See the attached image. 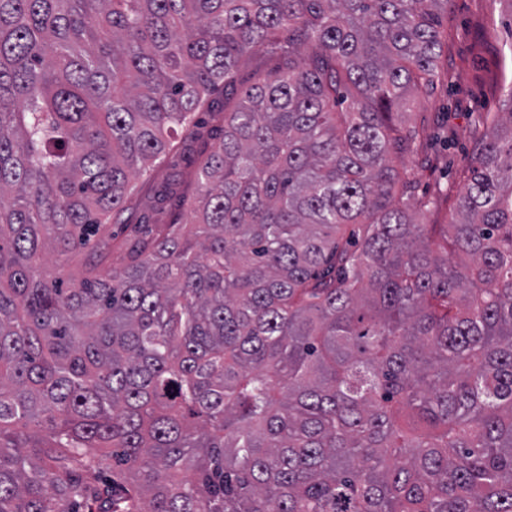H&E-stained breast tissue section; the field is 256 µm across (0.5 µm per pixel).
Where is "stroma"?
I'll return each instance as SVG.
<instances>
[{
  "instance_id": "1",
  "label": "stroma",
  "mask_w": 512,
  "mask_h": 512,
  "mask_svg": "<svg viewBox=\"0 0 512 512\" xmlns=\"http://www.w3.org/2000/svg\"><path fill=\"white\" fill-rule=\"evenodd\" d=\"M438 20L445 35L439 79L429 93L414 96L409 110L426 135L400 164L413 173L418 195L447 191V203L427 215L428 223L447 224L455 218L463 173L476 150L478 117L512 106V0H450ZM209 101L212 110L201 115L205 128L195 150L173 148L163 163L132 181L120 237L129 236L134 224L168 223L196 200L194 173L224 137L215 118L224 109L223 89Z\"/></svg>"
}]
</instances>
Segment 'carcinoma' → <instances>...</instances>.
I'll list each match as a JSON object with an SVG mask.
<instances>
[{"label": "carcinoma", "mask_w": 512, "mask_h": 512, "mask_svg": "<svg viewBox=\"0 0 512 512\" xmlns=\"http://www.w3.org/2000/svg\"><path fill=\"white\" fill-rule=\"evenodd\" d=\"M441 2L0 0V512H512V110L450 224L394 165ZM209 102L211 110L200 114L205 128L202 130L203 138L197 143L195 150L184 153L178 144V137L173 142L175 147L163 163L132 181L130 210L122 216L131 225L124 228L121 224H112V231H118L119 240L134 233V224H168L198 197L194 173L201 158L216 150L224 137L222 124L208 113L224 112L222 85L209 96ZM174 175L178 177L179 184L172 193L166 187L168 179Z\"/></svg>", "instance_id": "1"}]
</instances>
